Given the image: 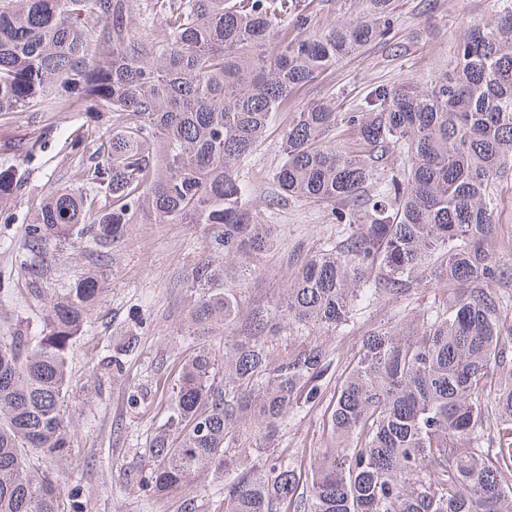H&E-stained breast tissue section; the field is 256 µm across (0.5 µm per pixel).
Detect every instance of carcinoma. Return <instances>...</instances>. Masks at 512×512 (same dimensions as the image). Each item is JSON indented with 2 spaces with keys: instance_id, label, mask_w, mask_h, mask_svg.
I'll return each instance as SVG.
<instances>
[{
  "instance_id": "obj_1",
  "label": "carcinoma",
  "mask_w": 512,
  "mask_h": 512,
  "mask_svg": "<svg viewBox=\"0 0 512 512\" xmlns=\"http://www.w3.org/2000/svg\"><path fill=\"white\" fill-rule=\"evenodd\" d=\"M495 2L487 20L461 18L429 80L378 84L344 112L332 98L290 112L297 91L386 39L395 0L324 28L300 0H0V113L79 103L119 129L74 145L88 187L46 194L25 254L82 249L99 265L139 212L222 226L186 277L193 346L146 437L144 493H191L203 476L224 485L215 512H512V266L494 220L512 177V0ZM277 131L266 209L322 206L344 237L291 251L283 304L244 312L224 267L256 271L279 234L241 171ZM23 278L44 326L0 341V512H89L68 353L104 288L93 272L54 288L47 265ZM421 288L438 304L372 328L342 370L317 342L271 357L290 324L335 330ZM335 373L321 447H233L274 437Z\"/></svg>"
}]
</instances>
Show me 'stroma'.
Masks as SVG:
<instances>
[{
  "mask_svg": "<svg viewBox=\"0 0 512 512\" xmlns=\"http://www.w3.org/2000/svg\"><path fill=\"white\" fill-rule=\"evenodd\" d=\"M439 4V16L431 20L422 14L419 0H397L388 42L371 43L338 62L301 89L294 106L332 95L338 108L346 109L373 85L426 79L447 59L461 17H487L492 12L490 0H439ZM394 44L401 46L400 55L392 54ZM111 128V113L87 112L79 106L69 112L0 113V171L24 179L19 193L0 195V337L17 329L35 336L43 327L42 318L15 294L22 285L25 255L20 241L26 216L52 187L84 186L83 168L71 143L79 140L92 145ZM281 157L282 141L277 137L253 153L247 172L254 180V209L278 225L285 248L299 242L308 248L335 244L341 228L332 224L320 206L293 201L266 212L270 176ZM218 231L212 224H158L153 217L139 215L127 225L111 260L100 267L105 300L69 354L76 382L71 393L75 405L72 455L80 460L83 483L92 493L90 512H181L183 492L151 498L129 485L127 477L143 471L146 431L164 421L165 401L190 346L188 337L181 334L190 302L186 275L207 257L209 242ZM294 272L279 257L268 258L264 269L247 280L244 305L275 304ZM433 301L429 289L403 301H375L361 306L349 326L333 331L290 325L274 347L280 350L318 341L344 360L375 325ZM132 337L137 340L136 348L126 358L123 375L113 377L100 360ZM331 399V393H324L320 402L287 419L273 439L247 434L239 440V447L319 445Z\"/></svg>",
  "mask_w": 512,
  "mask_h": 512,
  "instance_id": "obj_1",
  "label": "stroma"
}]
</instances>
